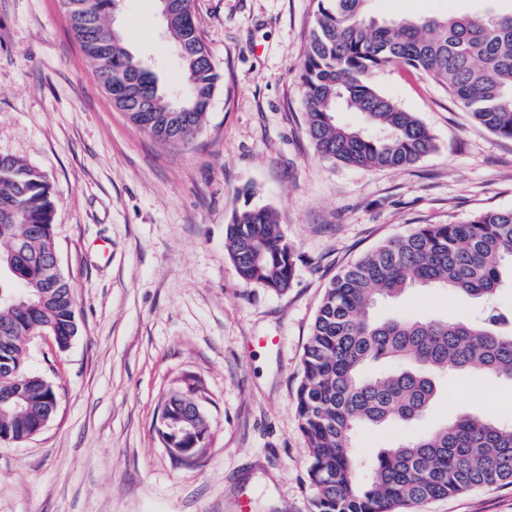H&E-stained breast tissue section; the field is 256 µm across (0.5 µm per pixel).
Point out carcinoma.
I'll use <instances>...</instances> for the list:
<instances>
[{
    "instance_id": "1",
    "label": "carcinoma",
    "mask_w": 512,
    "mask_h": 512,
    "mask_svg": "<svg viewBox=\"0 0 512 512\" xmlns=\"http://www.w3.org/2000/svg\"><path fill=\"white\" fill-rule=\"evenodd\" d=\"M371 0H317L301 92L317 154L356 168L401 169L436 150L430 130L383 93L391 67L444 86L480 126L512 140V11L494 15L378 19ZM73 32L112 101L154 139L172 146L201 131L220 80L195 19L194 0H170L167 25L180 64L174 103L153 72L108 26L113 0H64ZM363 115L366 128L336 112ZM55 193L24 160H0V441L21 442L53 416L57 393L29 370L30 334L58 336L64 351L78 331L71 283L54 268ZM238 276L281 294L292 286L296 254L273 208L247 205L225 229ZM512 285V209L460 224H421L388 239L336 274L324 293L302 358L296 409L315 491L313 512H419L425 504L491 485H512V422L463 414L373 458L356 451L360 429L422 417L438 396V375L478 372L512 382V314L478 319L372 316L382 299L416 288H446L475 302ZM377 365L379 369L369 372ZM20 392L22 399L10 398ZM193 403L170 394L161 414L187 415ZM205 417L176 444L202 447Z\"/></svg>"
}]
</instances>
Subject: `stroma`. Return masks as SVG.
I'll return each mask as SVG.
<instances>
[{
	"label": "stroma",
	"mask_w": 512,
	"mask_h": 512,
	"mask_svg": "<svg viewBox=\"0 0 512 512\" xmlns=\"http://www.w3.org/2000/svg\"><path fill=\"white\" fill-rule=\"evenodd\" d=\"M506 0H372L380 18L496 13ZM220 75L204 127L163 145L112 103L63 0H0V154L39 168L56 197L55 248L74 286L79 333L31 348L56 389L54 418L0 443V512H312L294 395L323 290L347 264L420 224L512 209V142L476 124L434 81L401 68L380 89L431 130L436 150L399 170L320 158L299 76L316 0H195ZM126 47L178 89L157 0H119ZM275 209L298 260L275 294L243 281L224 230L245 204ZM444 288L380 303L384 318L476 314ZM192 392L210 431L176 462L163 400ZM462 413L512 420V383L449 373L434 408L362 431L371 457ZM422 512H512V485Z\"/></svg>",
	"instance_id": "1"
}]
</instances>
